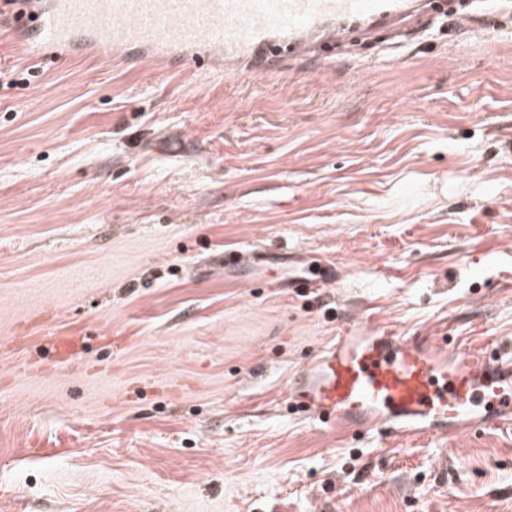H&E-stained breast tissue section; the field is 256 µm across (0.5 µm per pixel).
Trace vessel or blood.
<instances>
[{
  "instance_id": "b4317fda",
  "label": "vessel or blood",
  "mask_w": 512,
  "mask_h": 512,
  "mask_svg": "<svg viewBox=\"0 0 512 512\" xmlns=\"http://www.w3.org/2000/svg\"><path fill=\"white\" fill-rule=\"evenodd\" d=\"M445 14L465 26L467 0H28L31 57L72 51L137 59L160 68L200 61L238 76L263 61L315 59L336 49L396 38ZM56 361L81 336L41 339ZM295 404L326 426L446 439L465 427L512 423V357L445 336H390L364 320L346 326L293 385Z\"/></svg>"
}]
</instances>
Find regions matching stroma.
Instances as JSON below:
<instances>
[{
  "instance_id": "1",
  "label": "stroma",
  "mask_w": 512,
  "mask_h": 512,
  "mask_svg": "<svg viewBox=\"0 0 512 512\" xmlns=\"http://www.w3.org/2000/svg\"><path fill=\"white\" fill-rule=\"evenodd\" d=\"M476 13L242 76L0 31L39 68L0 90V338L116 344L0 353V512H512V425L381 443L288 395L349 318L512 348V0ZM84 336H78L70 331L58 332L43 336L39 343L53 354L56 361L65 362L75 356L83 347Z\"/></svg>"
}]
</instances>
